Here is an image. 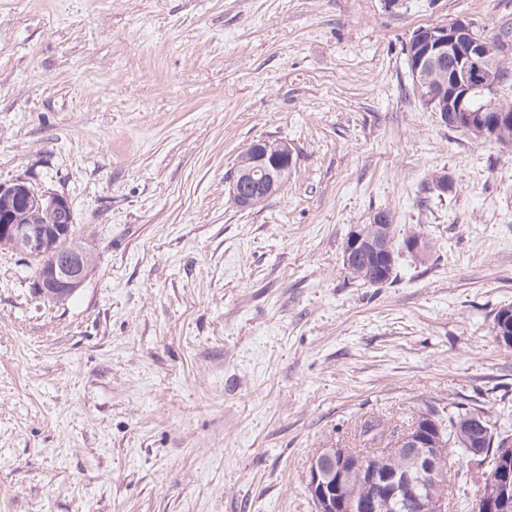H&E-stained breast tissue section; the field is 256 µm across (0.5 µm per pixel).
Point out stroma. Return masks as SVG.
<instances>
[{"instance_id": "35a3bbf8", "label": "stroma", "mask_w": 512, "mask_h": 512, "mask_svg": "<svg viewBox=\"0 0 512 512\" xmlns=\"http://www.w3.org/2000/svg\"><path fill=\"white\" fill-rule=\"evenodd\" d=\"M456 18L512 0H0V182L67 196L96 257L53 304L0 247V512H315L311 458L365 418L512 434V146L424 108L403 51ZM259 139L295 165L243 210ZM382 210L430 254L378 287L342 251Z\"/></svg>"}]
</instances>
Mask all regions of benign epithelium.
I'll use <instances>...</instances> for the list:
<instances>
[{
  "label": "benign epithelium",
  "mask_w": 512,
  "mask_h": 512,
  "mask_svg": "<svg viewBox=\"0 0 512 512\" xmlns=\"http://www.w3.org/2000/svg\"><path fill=\"white\" fill-rule=\"evenodd\" d=\"M411 72L416 87L433 111L440 113L444 124L466 128L486 140H493L500 129L512 125V109L505 107L490 115L479 102L487 89L484 76L498 65L485 48V40L474 31L472 22L454 19L446 24L422 28L407 44ZM448 70V85L433 91L430 73L444 67ZM252 166L236 172L231 182L233 201L249 208L261 198L277 195L285 178L294 166L292 148L280 142L269 148L265 141H255L247 147ZM23 207L39 208L53 216V224H19L14 210ZM69 200L58 193L37 189L22 179L0 182V246L22 245L28 253L42 258L36 277L38 292L62 303L72 297L84 284L89 272V251L73 241L65 248L58 242L71 237ZM391 216L381 211L372 224L380 229L366 234L363 227H354L343 247V262L351 267L353 258L362 253L372 254L384 265L373 281L375 286L388 282L386 263L392 260L391 242L384 225ZM393 452L401 459V467L380 470L368 465V457L352 448H323L309 467L308 488L316 499V512H379L384 498L399 496L407 503L409 512H447L446 501L428 502L418 488L438 477L448 458V448L436 420L422 414L415 426L395 444ZM368 495H359L345 487L353 471ZM474 512H512V470L504 466L498 475L496 490L481 489L475 500Z\"/></svg>",
  "instance_id": "1"
}]
</instances>
